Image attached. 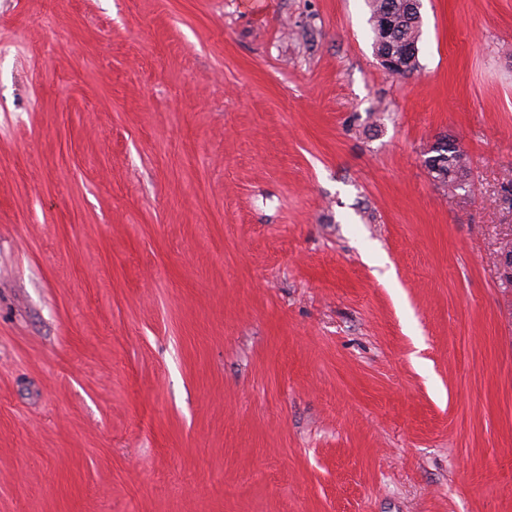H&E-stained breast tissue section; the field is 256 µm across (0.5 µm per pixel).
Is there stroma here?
<instances>
[{
    "label": "stroma",
    "mask_w": 512,
    "mask_h": 512,
    "mask_svg": "<svg viewBox=\"0 0 512 512\" xmlns=\"http://www.w3.org/2000/svg\"><path fill=\"white\" fill-rule=\"evenodd\" d=\"M421 4L0 0V512H512V0ZM374 33V49L380 55L398 56L404 72L412 74L418 68V41L421 27L420 0H368ZM416 46L415 53L403 56L402 50ZM434 153L435 155L430 156L434 157V162L428 164V168L436 180L450 184L465 178L468 157L463 151L446 148L442 152Z\"/></svg>",
    "instance_id": "stroma-1"
}]
</instances>
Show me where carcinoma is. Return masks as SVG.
<instances>
[{"instance_id":"1","label":"carcinoma","mask_w":512,"mask_h":512,"mask_svg":"<svg viewBox=\"0 0 512 512\" xmlns=\"http://www.w3.org/2000/svg\"><path fill=\"white\" fill-rule=\"evenodd\" d=\"M374 33L376 55H393L404 68L402 76L418 68V53L401 55L409 45H418L421 27L420 0H368ZM468 157L461 150L444 149L434 155L428 165L434 178L444 184L465 178Z\"/></svg>"}]
</instances>
